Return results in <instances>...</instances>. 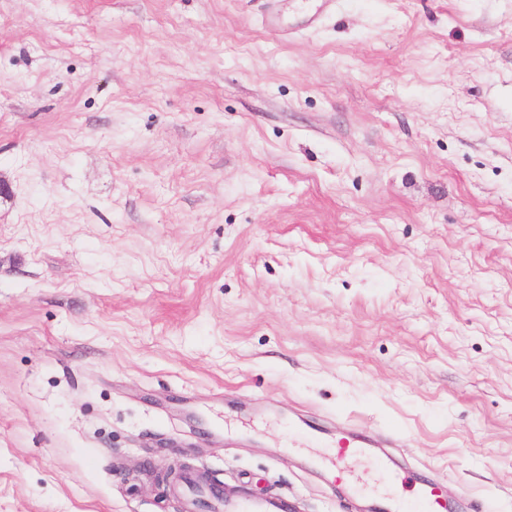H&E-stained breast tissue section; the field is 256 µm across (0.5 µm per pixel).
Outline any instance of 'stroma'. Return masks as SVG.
<instances>
[{"label":"stroma","instance_id":"obj_1","mask_svg":"<svg viewBox=\"0 0 512 512\" xmlns=\"http://www.w3.org/2000/svg\"><path fill=\"white\" fill-rule=\"evenodd\" d=\"M269 8L0 0V512H512V0ZM337 441L336 448L331 451L329 457L330 463L336 468V472L340 476L346 475V465L348 461L357 454H366V448H376L367 436H361L358 440H347V444ZM417 499L424 506V512H442L445 506L440 503L436 488L426 481L419 482L414 487ZM210 498L217 502L218 507L224 512H282L285 507V500L281 498H268L259 501L236 499L225 503L224 493L213 490Z\"/></svg>","mask_w":512,"mask_h":512}]
</instances>
